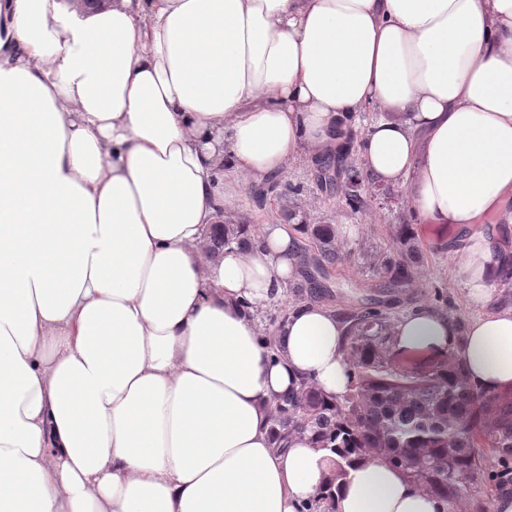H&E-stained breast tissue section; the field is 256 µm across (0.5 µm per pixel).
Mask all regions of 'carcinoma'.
I'll return each instance as SVG.
<instances>
[{
  "instance_id": "obj_1",
  "label": "carcinoma",
  "mask_w": 512,
  "mask_h": 512,
  "mask_svg": "<svg viewBox=\"0 0 512 512\" xmlns=\"http://www.w3.org/2000/svg\"><path fill=\"white\" fill-rule=\"evenodd\" d=\"M358 132L349 130L343 152L316 161L314 178L321 190L340 187L344 204L360 213L371 205L378 184L355 159ZM301 187L271 181L253 191L262 203L272 195L283 217L307 236L314 250L302 260L300 281L290 285L298 301H319L330 287L314 271L344 260L332 224H310L295 207ZM250 225L226 221L213 228L205 248L217 256L234 245H251ZM422 250L411 224L392 226V246L370 256L377 279L368 302L342 312L348 336L344 354L353 379L346 391L329 401L309 380L296 395L270 405L273 437L283 442L294 432L308 433L317 447L329 451L336 479L363 460L393 466L420 489L450 504L486 492L488 463L512 460V389L485 392L466 375L460 358L422 370H395L385 358L392 339L391 315L399 299L417 283ZM499 285L512 288V242L505 238L497 268Z\"/></svg>"
}]
</instances>
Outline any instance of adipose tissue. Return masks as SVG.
I'll list each match as a JSON object with an SVG mask.
<instances>
[{
	"mask_svg": "<svg viewBox=\"0 0 512 512\" xmlns=\"http://www.w3.org/2000/svg\"><path fill=\"white\" fill-rule=\"evenodd\" d=\"M356 143L420 223L460 233L466 329L423 303L404 351L456 353L512 387V306L494 302L512 228V0H0V512H299L327 453L285 447L269 407L349 384L320 303L269 349L259 314L299 274L301 233L259 226L210 257L234 198ZM336 512H448L370 461Z\"/></svg>",
	"mask_w": 512,
	"mask_h": 512,
	"instance_id": "obj_1",
	"label": "adipose tissue"
}]
</instances>
